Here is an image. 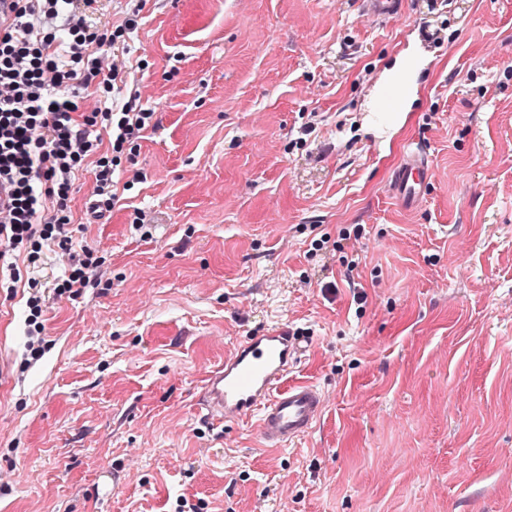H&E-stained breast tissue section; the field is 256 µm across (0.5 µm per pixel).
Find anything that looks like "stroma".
<instances>
[{"mask_svg": "<svg viewBox=\"0 0 512 512\" xmlns=\"http://www.w3.org/2000/svg\"><path fill=\"white\" fill-rule=\"evenodd\" d=\"M412 59L415 105L374 138L373 78ZM114 63L161 124L110 219L86 223L77 176L73 249L102 265L50 295L37 361L24 299L0 305V512H512V0L384 24L359 0H147ZM410 146L434 167L416 211L387 192ZM280 320L325 407L268 448L199 398Z\"/></svg>", "mask_w": 512, "mask_h": 512, "instance_id": "obj_1", "label": "stroma"}]
</instances>
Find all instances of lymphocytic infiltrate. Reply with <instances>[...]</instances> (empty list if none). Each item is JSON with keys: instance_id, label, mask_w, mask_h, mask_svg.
<instances>
[{"instance_id": "1", "label": "lymphocytic infiltrate", "mask_w": 512, "mask_h": 512, "mask_svg": "<svg viewBox=\"0 0 512 512\" xmlns=\"http://www.w3.org/2000/svg\"><path fill=\"white\" fill-rule=\"evenodd\" d=\"M100 3L13 0L0 21V191L6 197L0 207V290L9 300L27 293V350L34 360L42 350L46 290L32 270L50 248L72 251L69 202L76 175L92 165L95 188L86 209L104 217L119 200L118 167L136 153L144 132L159 124L137 92L123 104L112 103L119 72L103 67L105 55L127 49L143 6L137 2L120 23L110 24L99 17ZM90 88L101 102L92 111L83 96ZM98 266L93 251L73 253L55 293L88 287Z\"/></svg>"}]
</instances>
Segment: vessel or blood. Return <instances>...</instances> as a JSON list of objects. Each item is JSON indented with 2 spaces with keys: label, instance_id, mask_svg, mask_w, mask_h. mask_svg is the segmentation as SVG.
I'll list each match as a JSON object with an SVG mask.
<instances>
[{
  "label": "vessel or blood",
  "instance_id": "vessel-or-blood-1",
  "mask_svg": "<svg viewBox=\"0 0 512 512\" xmlns=\"http://www.w3.org/2000/svg\"><path fill=\"white\" fill-rule=\"evenodd\" d=\"M360 6L366 17L387 23L400 13L402 0H360ZM399 78L403 95L378 99L375 121L380 129L395 125L413 96V67L402 70ZM432 180L428 154L410 148L393 169L388 192L403 208L415 210L424 203ZM306 350V336L283 322L246 337L204 383L201 407L208 420L226 424L254 419L260 440L270 448L305 437L322 413L324 395L314 384L288 386L284 380Z\"/></svg>",
  "mask_w": 512,
  "mask_h": 512
}]
</instances>
